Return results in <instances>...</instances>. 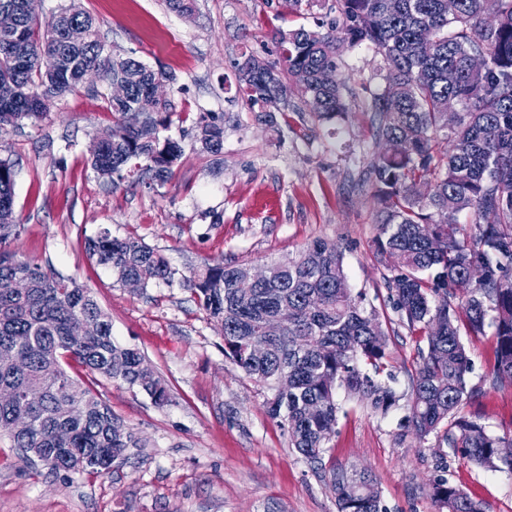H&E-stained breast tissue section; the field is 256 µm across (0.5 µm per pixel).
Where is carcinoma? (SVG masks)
Listing matches in <instances>:
<instances>
[{
    "label": "carcinoma",
    "instance_id": "obj_1",
    "mask_svg": "<svg viewBox=\"0 0 512 512\" xmlns=\"http://www.w3.org/2000/svg\"><path fill=\"white\" fill-rule=\"evenodd\" d=\"M336 0L338 16L313 27L276 33L283 66L253 54L235 62L239 91L255 104L278 108L297 72L307 74L304 95L317 98L319 118L343 116L342 83L321 75L337 69L346 46H371L382 57V84L371 96L376 137L385 151L371 164L377 252L389 266L386 288L409 329L421 333L417 368L408 395L409 415L399 440L419 441L444 432L448 447L478 466L496 469L506 438L490 433L465 408L471 362L465 336H482L495 325L493 382H512V0H497L494 20L484 18L486 0ZM280 12L302 13L317 0H278ZM18 14L21 39L0 50V130L23 120H41L55 100L94 69L103 82L120 76L124 100L107 97L112 128L89 154L94 172L125 178L134 163L164 180L182 157L180 140L160 135L173 104L152 94L158 78L172 79L133 56L105 52L95 18L75 2L43 22L37 0H0ZM72 26L88 32L82 43L64 40ZM42 51L60 55V68L35 67ZM482 55L487 63L473 67ZM458 106L448 125L446 109ZM196 141L211 154L224 146V126L209 116L196 122ZM434 175V180L427 179ZM14 170L0 159V389L22 393L37 387L38 407L19 400L0 404V429L15 448H33L53 474H100L133 446L130 432L112 415L91 385L73 377L62 354L88 373L141 388L158 406L170 400L166 387L137 351L117 345L112 326L87 288L57 278L4 249L18 235L14 215ZM466 213L473 230L456 235ZM90 256L125 285H171L176 271L154 248L136 238L103 231L91 240ZM245 263L216 264L191 279L200 308L224 326V356L266 387L268 414L287 425L292 447L310 462L321 460L335 432L336 391L344 389L376 412L386 413L401 396L393 379L389 335L379 312L353 294L336 243L318 239L286 261L268 264L263 282L247 278ZM483 277L465 289L473 269ZM278 317L284 329L266 336L261 325ZM82 321L86 337L71 340ZM322 412L310 417L307 407ZM329 487L338 512H382L380 492L365 472L333 470ZM438 512H484L480 502L444 478L430 483Z\"/></svg>",
    "mask_w": 512,
    "mask_h": 512
}]
</instances>
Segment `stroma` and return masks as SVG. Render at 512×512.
Returning a JSON list of instances; mask_svg holds the SVG:
<instances>
[{"instance_id":"stroma-1","label":"stroma","mask_w":512,"mask_h":512,"mask_svg":"<svg viewBox=\"0 0 512 512\" xmlns=\"http://www.w3.org/2000/svg\"><path fill=\"white\" fill-rule=\"evenodd\" d=\"M79 4L99 20L108 51L173 74L169 133L184 153L164 182L114 184L94 173L89 148L111 128L112 114L105 84L91 78L43 120L0 132V157L14 164L21 226L6 248L88 288L115 341L142 354L170 401L160 407L138 388L99 379L96 392L136 441L103 475H50L0 434V512H337L328 484L336 466L368 472L384 512H436L429 487L436 477L482 501L485 512H512V470L484 469L433 435L398 440L408 413L402 402L380 414L338 392L326 453L317 463L304 459L268 416L267 390L225 358L222 326L208 319L190 284L209 265L260 267L314 239L335 242L353 292L387 320L393 387L409 392L420 335L401 320L384 285L366 178L381 148L367 109L381 83L380 55L369 46L341 52L348 113L335 123L318 121L299 90L269 112L236 89L242 54L278 61L275 32L313 25L334 0L285 17L278 0H195L188 16L164 0ZM203 113L224 126L220 154L195 141ZM105 229L157 250L176 271L173 285L134 292L118 284L89 255L90 240ZM494 332L490 326L465 341L468 384L480 390L467 409L492 434L512 438V383L491 382Z\"/></svg>"}]
</instances>
